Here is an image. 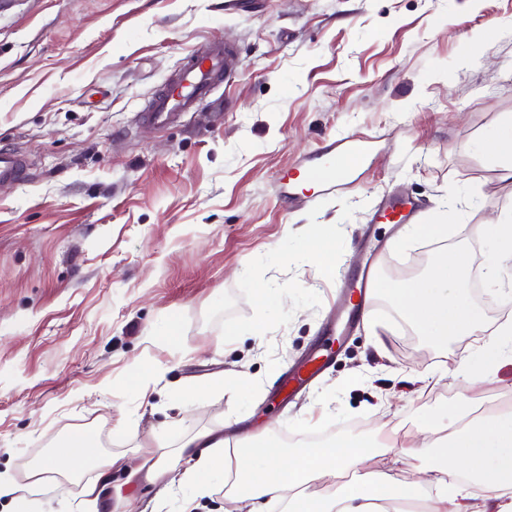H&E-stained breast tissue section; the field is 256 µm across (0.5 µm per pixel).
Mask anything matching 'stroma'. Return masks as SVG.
I'll return each instance as SVG.
<instances>
[{
	"mask_svg": "<svg viewBox=\"0 0 512 512\" xmlns=\"http://www.w3.org/2000/svg\"><path fill=\"white\" fill-rule=\"evenodd\" d=\"M208 41L238 51L216 100L160 130L145 118L180 59ZM512 117V0H8L0 6V473L27 484L76 432L121 471L86 463L42 485L36 512H238L224 478L205 492L128 480L138 449L204 429L265 430L298 450L397 435L373 468L410 481L405 454L460 396L512 398V354L466 361L512 321V270L491 275L477 225L512 210V178L485 144ZM369 139L358 187L293 191L284 172ZM413 200L445 240L396 242L373 216ZM334 232V261L300 243ZM477 262L494 320L466 339L416 335L389 292L421 247ZM381 283L333 359L285 395L288 370L347 320L355 267ZM172 334H160L165 323ZM382 340L384 356L371 344ZM96 486L97 497L86 486ZM24 170V160L13 152H0V180L19 179Z\"/></svg>",
	"mask_w": 512,
	"mask_h": 512,
	"instance_id": "1",
	"label": "stroma"
}]
</instances>
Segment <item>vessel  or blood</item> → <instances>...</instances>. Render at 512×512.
I'll return each instance as SVG.
<instances>
[{
	"mask_svg": "<svg viewBox=\"0 0 512 512\" xmlns=\"http://www.w3.org/2000/svg\"><path fill=\"white\" fill-rule=\"evenodd\" d=\"M238 53L234 47L208 42L186 55L168 79L167 86L155 95L146 108L149 122L158 128L174 123L183 113L196 111L214 91L230 79L236 69ZM366 148L357 140L330 145L325 159L307 167L304 178L312 185L333 192L350 187L353 174L365 161ZM23 159L12 152H0V180L21 177Z\"/></svg>",
	"mask_w": 512,
	"mask_h": 512,
	"instance_id": "vessel-or-blood-1",
	"label": "vessel or blood"
}]
</instances>
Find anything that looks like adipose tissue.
<instances>
[{"label":"adipose tissue","instance_id":"1","mask_svg":"<svg viewBox=\"0 0 512 512\" xmlns=\"http://www.w3.org/2000/svg\"><path fill=\"white\" fill-rule=\"evenodd\" d=\"M467 263L457 253L436 255L427 273L392 289L391 296L418 333L428 337L465 336L479 329L483 316L466 303L460 290ZM475 399L453 406L448 425L427 422L417 454L436 453L439 462L425 478L395 481L377 470L358 471V464L378 453L364 440L341 439L293 452L262 440L260 432L242 431L235 440L206 430L185 438L170 451L142 453L149 476L169 475L176 460L195 457L181 484L204 487L224 476V496L277 512H387L386 503L424 501V512H472L470 501L482 498V512H512V412L472 418ZM92 440L71 436L63 451L34 469L35 477L74 473L85 463ZM336 480L326 495L309 493L319 478Z\"/></svg>","mask_w":512,"mask_h":512}]
</instances>
